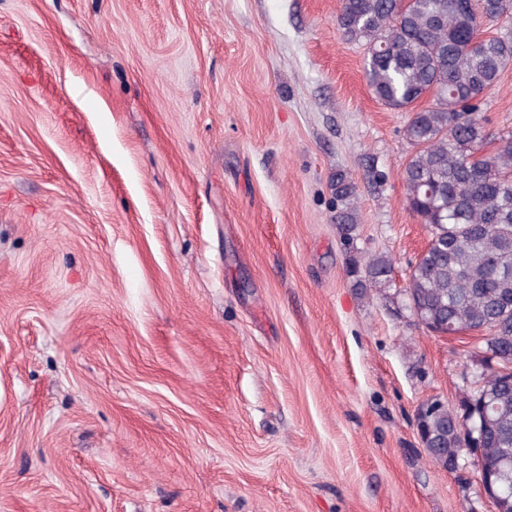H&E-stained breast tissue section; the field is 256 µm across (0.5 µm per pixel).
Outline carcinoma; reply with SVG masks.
Instances as JSON below:
<instances>
[{
  "mask_svg": "<svg viewBox=\"0 0 512 512\" xmlns=\"http://www.w3.org/2000/svg\"><path fill=\"white\" fill-rule=\"evenodd\" d=\"M512 21V0H341L337 23L347 41L368 51L369 86L384 105L406 110L404 135L413 146L403 170L410 212L430 229L431 246L410 263L405 306L459 331L512 322V132L491 139L474 112L512 64V37L488 24ZM491 152H483L487 144ZM336 224L349 243L357 230V186L344 171L332 177ZM392 259L353 256L346 269L360 288L391 290ZM486 352L512 351V327L485 341ZM470 396L494 426L482 454L490 462L512 455V385L491 371ZM423 444L448 468L461 447L457 414L435 402L420 417Z\"/></svg>",
  "mask_w": 512,
  "mask_h": 512,
  "instance_id": "1",
  "label": "carcinoma"
}]
</instances>
